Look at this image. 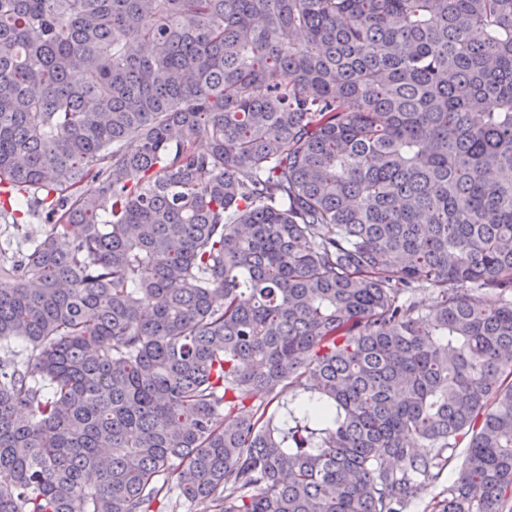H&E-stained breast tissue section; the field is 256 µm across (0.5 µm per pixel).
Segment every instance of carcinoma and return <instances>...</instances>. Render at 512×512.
Listing matches in <instances>:
<instances>
[{
    "instance_id": "obj_1",
    "label": "carcinoma",
    "mask_w": 512,
    "mask_h": 512,
    "mask_svg": "<svg viewBox=\"0 0 512 512\" xmlns=\"http://www.w3.org/2000/svg\"><path fill=\"white\" fill-rule=\"evenodd\" d=\"M0 224V512H512V0H0ZM456 473L457 468L454 463L444 471L438 483L422 491L417 507L413 510L415 512H430L431 504L435 500L442 498V495L445 494V490L448 489V479L454 478ZM425 509L427 511H424Z\"/></svg>"
}]
</instances>
